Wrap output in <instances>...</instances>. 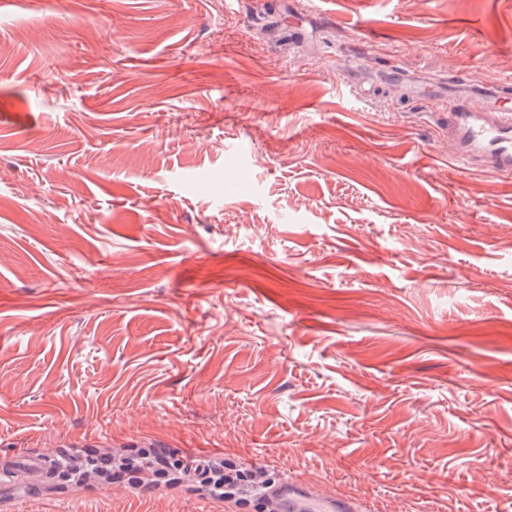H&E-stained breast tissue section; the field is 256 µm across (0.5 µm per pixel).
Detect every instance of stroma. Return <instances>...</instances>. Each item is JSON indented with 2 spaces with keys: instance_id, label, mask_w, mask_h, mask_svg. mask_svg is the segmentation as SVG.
<instances>
[{
  "instance_id": "obj_1",
  "label": "stroma",
  "mask_w": 512,
  "mask_h": 512,
  "mask_svg": "<svg viewBox=\"0 0 512 512\" xmlns=\"http://www.w3.org/2000/svg\"><path fill=\"white\" fill-rule=\"evenodd\" d=\"M272 11L0 0V465L152 445L512 512V177L380 75L512 79V0ZM10 480L0 512H224Z\"/></svg>"
}]
</instances>
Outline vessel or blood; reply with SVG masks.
Here are the masks:
<instances>
[{"mask_svg":"<svg viewBox=\"0 0 512 512\" xmlns=\"http://www.w3.org/2000/svg\"><path fill=\"white\" fill-rule=\"evenodd\" d=\"M389 73L408 87L413 99L440 106L454 159L475 163L495 176H512V110L501 107L498 96L485 94L478 79L450 85L424 82L397 66ZM259 504L263 512H370L359 499L291 478L269 484Z\"/></svg>","mask_w":512,"mask_h":512,"instance_id":"vessel-or-blood-1","label":"vessel or blood"}]
</instances>
